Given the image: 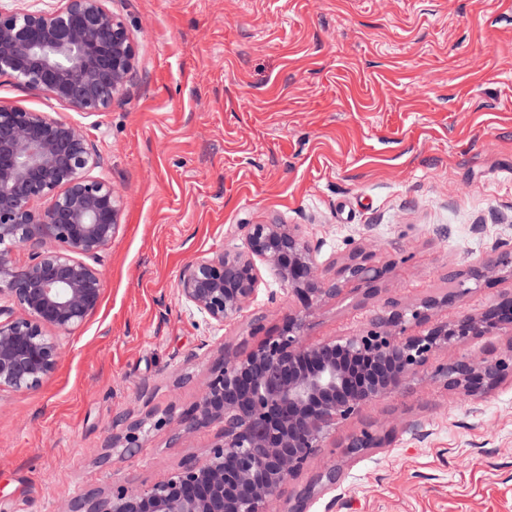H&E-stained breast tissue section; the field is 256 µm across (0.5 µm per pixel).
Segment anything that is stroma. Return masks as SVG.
Returning a JSON list of instances; mask_svg holds the SVG:
<instances>
[{
  "instance_id": "stroma-1",
  "label": "stroma",
  "mask_w": 512,
  "mask_h": 512,
  "mask_svg": "<svg viewBox=\"0 0 512 512\" xmlns=\"http://www.w3.org/2000/svg\"><path fill=\"white\" fill-rule=\"evenodd\" d=\"M106 5L136 53L108 112L81 119L0 77V102L80 119L124 200L99 308L61 335L62 358L38 387L0 391V512H62L204 453L219 424L175 444L168 429L151 431L131 461L106 441L122 416L189 408L255 314L271 330L295 310L266 268L224 329L178 300L181 266L244 248L243 225H297L328 278L356 249L388 266L375 297L348 283L326 302L310 343L443 296L453 274L512 245V0ZM510 291V278L480 282L435 318L479 313ZM369 425L390 443L345 457L339 442ZM332 438L288 484L342 467L309 512H512L510 377L468 396L421 370Z\"/></svg>"
}]
</instances>
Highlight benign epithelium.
I'll use <instances>...</instances> for the list:
<instances>
[{"label": "benign epithelium", "mask_w": 512, "mask_h": 512, "mask_svg": "<svg viewBox=\"0 0 512 512\" xmlns=\"http://www.w3.org/2000/svg\"><path fill=\"white\" fill-rule=\"evenodd\" d=\"M0 9V75L84 116L108 111L124 90L135 60L126 23L106 0H18ZM101 165L86 128L75 121L0 104V389L29 390L56 368L58 336L82 325L100 305L101 253L112 244L123 199L112 182L92 175ZM243 250H220L187 262L176 293L185 308L222 328L237 320L257 292L262 263L297 308L261 337L224 345L198 399L174 417H124L108 447L122 460L143 447L146 425L168 427L171 442L211 423L221 431L201 459L189 458L165 480L137 487L114 482L105 494L75 498L66 512H269L290 479L327 447L336 424L397 389L436 353L480 337L512 335V293L478 315L435 322V310L468 292L466 282L512 278V249L467 272L457 288L405 309L396 305L355 336L308 344L317 308L352 282L376 293L387 267L361 250L350 253L336 278L323 277L314 249L286 224H246ZM29 251L17 264L15 251ZM423 327L406 333L407 323ZM512 375V356L439 363L433 376L467 395H481ZM390 434L362 429L340 447L354 458L381 448ZM333 465L290 499L288 512L340 483Z\"/></svg>", "instance_id": "7a95c632"}]
</instances>
